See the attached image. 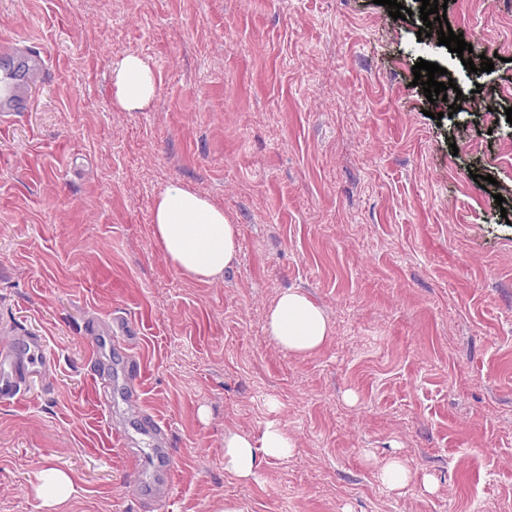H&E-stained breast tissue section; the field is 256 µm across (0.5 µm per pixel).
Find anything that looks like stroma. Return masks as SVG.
I'll use <instances>...</instances> for the list:
<instances>
[{"label": "stroma", "instance_id": "1", "mask_svg": "<svg viewBox=\"0 0 512 512\" xmlns=\"http://www.w3.org/2000/svg\"><path fill=\"white\" fill-rule=\"evenodd\" d=\"M400 2L403 20L373 0H0V79L2 44L50 62L0 119V339L43 337L55 360L0 402V512H512V0H448L488 73ZM129 54L157 81L135 111L112 99ZM422 60L456 83L446 100L414 84ZM172 184L234 224L221 279L187 278L154 237ZM290 289L330 325L308 355L267 329ZM116 317L168 426L159 507L128 496L112 439L144 420L97 401L88 328ZM273 420L293 452L256 481L225 471V432ZM393 457L406 487L379 478ZM49 466L72 482L53 508ZM38 480L37 493L46 506L65 501L71 493L70 479L62 470L47 467L39 472Z\"/></svg>", "mask_w": 512, "mask_h": 512}]
</instances>
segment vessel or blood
Masks as SVG:
<instances>
[{
	"mask_svg": "<svg viewBox=\"0 0 512 512\" xmlns=\"http://www.w3.org/2000/svg\"><path fill=\"white\" fill-rule=\"evenodd\" d=\"M127 326L123 321H114L110 338L92 336L90 341L91 358L101 361L105 345L117 349L125 348ZM54 367L46 346L38 336H15L8 341H0V400H8L18 395L25 382L34 376L50 374ZM114 440L123 449L127 461L128 482L133 493L146 492L143 482L144 465L148 460L157 459L158 449L129 447L121 430H113ZM164 483L160 489L149 493L151 501L168 499L174 470L171 463H164Z\"/></svg>",
	"mask_w": 512,
	"mask_h": 512,
	"instance_id": "b4317fda",
	"label": "vessel or blood"
}]
</instances>
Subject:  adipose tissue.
Wrapping results in <instances>:
<instances>
[{
    "mask_svg": "<svg viewBox=\"0 0 512 512\" xmlns=\"http://www.w3.org/2000/svg\"><path fill=\"white\" fill-rule=\"evenodd\" d=\"M116 104L132 111L150 104L156 95L151 64L136 55L125 56L114 70ZM153 230L173 264L188 277H223L237 256L235 228L221 208L180 185H170L158 198ZM273 339L288 351L307 354L325 343L330 327L323 311L304 293L283 292L268 317ZM294 444L277 422L267 423L260 440L233 431L224 434V468L244 481L260 477L259 455L288 456Z\"/></svg>",
    "mask_w": 512,
    "mask_h": 512,
    "instance_id": "ef3b65f1",
    "label": "adipose tissue"
}]
</instances>
